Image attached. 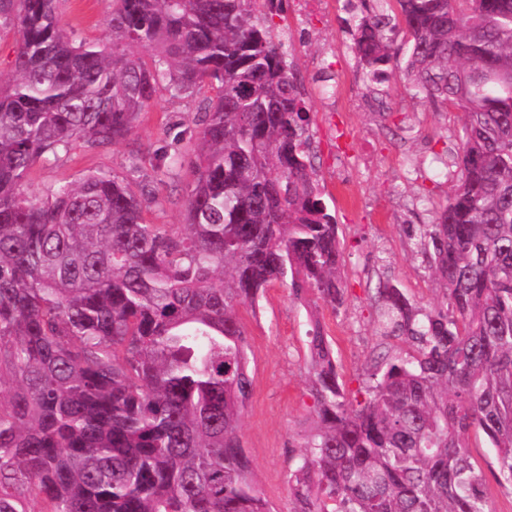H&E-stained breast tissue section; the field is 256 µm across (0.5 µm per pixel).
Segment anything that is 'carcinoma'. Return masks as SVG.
<instances>
[{"mask_svg": "<svg viewBox=\"0 0 512 512\" xmlns=\"http://www.w3.org/2000/svg\"><path fill=\"white\" fill-rule=\"evenodd\" d=\"M114 2L106 48L69 38L58 0H0L19 35L0 86V512H270L238 431L236 309L275 282L346 299L307 102L270 29L282 2ZM391 2L357 25L369 81L401 29L409 90L464 115L448 203L409 231L444 303L378 283L379 336L412 353L371 360L361 401L308 321L316 426L289 460L291 512H489L473 431L512 484V0ZM162 79L214 92L183 227L148 223V185L102 172L23 191L73 141L130 135Z\"/></svg>", "mask_w": 512, "mask_h": 512, "instance_id": "1", "label": "carcinoma"}]
</instances>
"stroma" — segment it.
<instances>
[{
  "mask_svg": "<svg viewBox=\"0 0 512 512\" xmlns=\"http://www.w3.org/2000/svg\"><path fill=\"white\" fill-rule=\"evenodd\" d=\"M113 8V0H60L58 24L76 40L108 46ZM377 8V0H332L308 27L295 17L292 0H283L273 19V38L288 49L291 70L304 87L317 178L339 226L347 284L338 310L320 301L304 308L278 282L256 307L239 310L252 381L240 434L253 479L274 512H290L288 461L314 426L304 344L309 317L318 318L332 338L340 372L354 390L380 342L370 288L389 279L420 306L444 301L408 229L432 223L446 202L448 172L439 158L458 149L460 121L456 113L413 97L399 66L386 71V94L375 101L352 46L356 19ZM211 95L204 88L176 97L159 86L127 140L106 147L79 141L58 159L37 161L25 190L42 195L58 183L101 171L151 185L156 200L146 210L150 223H182L195 120ZM338 129L348 131L349 150L338 149ZM472 453L487 474L490 512H512V486L491 473L494 449L481 442Z\"/></svg>",
  "mask_w": 512,
  "mask_h": 512,
  "instance_id": "1",
  "label": "stroma"
}]
</instances>
